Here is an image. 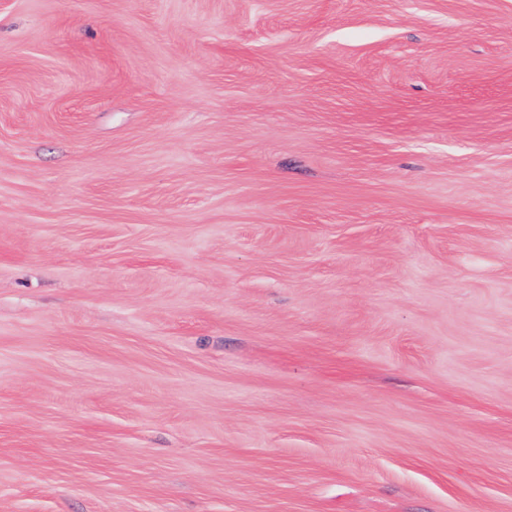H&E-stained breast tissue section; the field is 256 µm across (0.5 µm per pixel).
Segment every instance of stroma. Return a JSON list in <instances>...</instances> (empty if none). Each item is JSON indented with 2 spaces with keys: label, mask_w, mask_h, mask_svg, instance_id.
<instances>
[{
  "label": "stroma",
  "mask_w": 512,
  "mask_h": 512,
  "mask_svg": "<svg viewBox=\"0 0 512 512\" xmlns=\"http://www.w3.org/2000/svg\"><path fill=\"white\" fill-rule=\"evenodd\" d=\"M0 512H512V0H0Z\"/></svg>",
  "instance_id": "1"
}]
</instances>
